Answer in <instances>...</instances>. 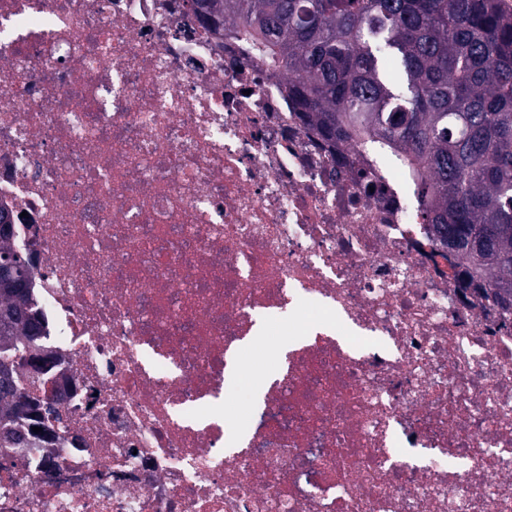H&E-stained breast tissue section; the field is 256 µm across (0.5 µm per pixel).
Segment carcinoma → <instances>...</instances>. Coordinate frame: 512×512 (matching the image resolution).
<instances>
[{"instance_id": "1", "label": "carcinoma", "mask_w": 512, "mask_h": 512, "mask_svg": "<svg viewBox=\"0 0 512 512\" xmlns=\"http://www.w3.org/2000/svg\"><path fill=\"white\" fill-rule=\"evenodd\" d=\"M216 34L246 30V50L279 67L303 123L329 143L391 148L413 176L422 218L454 252L462 286L512 310V4L508 0H185ZM0 232V358L44 335L31 275ZM51 405L14 375L0 380V447L47 434ZM34 420L42 431L21 429Z\"/></svg>"}]
</instances>
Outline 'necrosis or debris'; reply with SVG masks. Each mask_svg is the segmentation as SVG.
Instances as JSON below:
<instances>
[{"label": "necrosis or debris", "instance_id": "obj_1", "mask_svg": "<svg viewBox=\"0 0 512 512\" xmlns=\"http://www.w3.org/2000/svg\"><path fill=\"white\" fill-rule=\"evenodd\" d=\"M367 153L182 0H0V208L57 363L0 512H512V312ZM270 321L295 347L242 432ZM239 356L244 363L251 367V374H245L238 381L229 380V382L235 388L237 394L239 391L245 390L249 395V389L254 387L253 379L271 372L273 369V361L264 350L261 354H255L250 349L241 348Z\"/></svg>", "mask_w": 512, "mask_h": 512}]
</instances>
